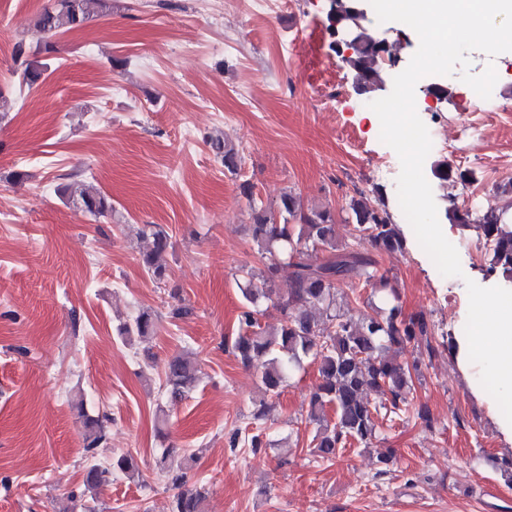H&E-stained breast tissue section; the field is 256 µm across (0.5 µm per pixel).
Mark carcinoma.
<instances>
[{
  "label": "carcinoma",
  "mask_w": 512,
  "mask_h": 512,
  "mask_svg": "<svg viewBox=\"0 0 512 512\" xmlns=\"http://www.w3.org/2000/svg\"><path fill=\"white\" fill-rule=\"evenodd\" d=\"M112 10L109 0H57V4L37 16L36 26L55 35L83 28L89 21ZM350 55L342 57L354 74V86L367 100L376 99L382 90L385 64L391 61L390 47L369 34L363 26L355 28ZM212 148L230 172L238 169V151L224 137L211 139ZM437 177L466 186L474 180L468 170L439 164ZM59 194L93 216L112 211L110 199L101 191L80 181L63 183ZM280 210L290 224L271 222L262 208L254 210L248 232L263 268L244 265L238 270V282L245 300L239 315V332L232 348L243 365L259 372L264 397L280 395L287 371L311 357L317 361L319 381L309 398L306 422L315 428L310 453L320 459L336 457L337 452L356 442L365 448L376 439L379 416L401 417L409 413L407 395L413 386L418 363L398 360L404 344L416 341L425 345L429 356L436 353L426 317H405L396 304L398 295L386 273L380 271L371 256L355 248L336 249V217L328 209H308L292 192L280 198ZM348 215L353 223V238L369 239L389 252H401L405 239L394 223L385 202L371 207L361 198H351ZM449 220L467 225L478 224L483 238L492 245L489 271L500 273L512 282V207H488L473 215L469 212L446 213ZM141 234L148 249L141 254L142 266L156 280L167 276L168 231L159 224H147ZM291 269L288 294L272 298V283L282 266ZM351 292L371 289L383 305L367 300L365 309L355 316L341 313L337 307V284ZM273 301L280 318L273 325H262L261 304ZM157 317L148 310L119 328L127 340L145 339L156 332ZM197 366L186 355L170 358L165 371V389L173 399L185 397L195 386ZM375 395L372 400L369 395ZM83 423L84 451L96 454L106 440L102 417L85 412L77 403ZM168 484L177 490L171 512H205L208 491L203 486H186L182 466L165 468ZM112 480V469L90 466L83 480L84 492L96 497Z\"/></svg>",
  "instance_id": "obj_1"
}]
</instances>
